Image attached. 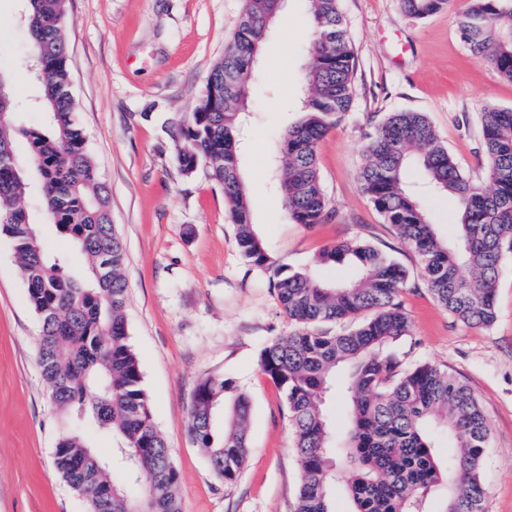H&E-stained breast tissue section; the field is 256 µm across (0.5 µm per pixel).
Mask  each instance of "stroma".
I'll list each match as a JSON object with an SVG mask.
<instances>
[{
	"label": "stroma",
	"mask_w": 512,
	"mask_h": 512,
	"mask_svg": "<svg viewBox=\"0 0 512 512\" xmlns=\"http://www.w3.org/2000/svg\"><path fill=\"white\" fill-rule=\"evenodd\" d=\"M244 0H68L75 119L110 190L124 241L129 340L153 420L179 474L181 512H295L300 465L286 400L259 365L262 349L293 326L266 273L242 257L224 190L205 167L184 173L177 132L187 124L241 19ZM467 0L423 19L397 0H341L355 53L351 112L319 143L318 168L334 221L294 223L270 166L298 110L310 36L308 0H286L267 32L249 90L240 175L249 208L278 264L320 280L352 277L316 264L331 243L358 239L408 272L402 294L412 330L392 348L402 366L451 370L478 396L491 427L483 472L486 512H512V253L505 254L490 328L457 322L434 300L418 257L374 208L359 179L366 136L387 113H426L473 181L484 175L481 114L512 108V81L477 61L458 34ZM25 0H0V72L15 125L44 120L34 106ZM41 326L10 238L0 232V512H88L58 474L60 420L39 364ZM224 377L251 401L249 448L235 482L216 479L190 434L205 379Z\"/></svg>",
	"instance_id": "obj_1"
}]
</instances>
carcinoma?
<instances>
[{"label":"carcinoma","instance_id":"carcinoma-1","mask_svg":"<svg viewBox=\"0 0 512 512\" xmlns=\"http://www.w3.org/2000/svg\"><path fill=\"white\" fill-rule=\"evenodd\" d=\"M312 35L303 77L302 117L282 141L275 178L289 217L297 224H326L335 216L317 165L320 141L350 112L355 95L354 51L340 0H309ZM450 0H399L413 18L435 14ZM278 0H245L224 56L211 68L189 125L180 132L177 159L191 174L202 165L224 187L246 262L269 273L283 313L294 325L260 354V367L284 392L301 470L296 512H332L346 479L351 512H430L440 491V512H484L483 464L490 426L471 389L453 373L428 363L401 368L390 348L410 335L401 300L407 271L387 253L359 240L325 247L317 263L348 264L355 277L329 285L305 270L279 266L250 221L239 175L238 138L254 62ZM39 107L37 127L4 118L0 104V230L13 243L28 298L41 322L39 362L61 414L55 466L76 492L87 489L89 512H179V475L153 421L138 358L129 343L125 308L126 252L112 224L109 189L77 124L70 89L66 0H27ZM459 31L471 54L512 81V0H468ZM484 183L467 177L424 112H391L368 137L359 177L385 223L419 257L436 302L458 322L494 324L502 259L512 252V109L491 107L481 117ZM27 139L20 161L15 141ZM422 174L434 197L456 201L455 241L441 237L409 171ZM33 184L48 223L57 226L84 263L41 241L38 224L19 205ZM361 319L354 328L345 325ZM331 391L344 400L345 427L324 409ZM250 399L233 382L211 377L190 407L192 438L214 475L234 482L248 455ZM119 438L115 449L127 478L146 483L135 496L112 475V459L100 455L71 420ZM448 437V454L435 436Z\"/></svg>","mask_w":512,"mask_h":512}]
</instances>
